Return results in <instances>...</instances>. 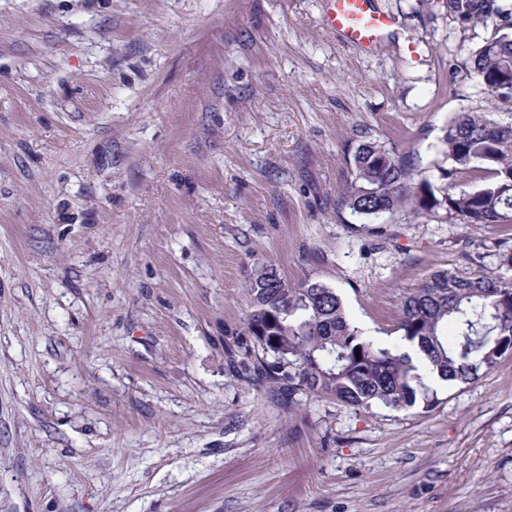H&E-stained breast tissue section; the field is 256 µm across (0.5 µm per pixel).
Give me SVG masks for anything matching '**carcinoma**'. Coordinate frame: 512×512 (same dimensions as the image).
<instances>
[{
  "label": "carcinoma",
  "instance_id": "1",
  "mask_svg": "<svg viewBox=\"0 0 512 512\" xmlns=\"http://www.w3.org/2000/svg\"><path fill=\"white\" fill-rule=\"evenodd\" d=\"M462 29L492 22L505 30L472 57L477 81L494 99L512 104V3L448 0ZM435 188L415 155L377 139L358 145L352 175L338 200L362 216L442 209L467 224H512V125L484 112H460L448 124ZM246 319L257 376L284 384L288 403L303 392L329 395L352 408L394 409L430 402L426 380L469 384L512 353V282L484 275L431 272L401 305L403 344L384 346L350 320L335 289L318 280L292 284L271 262L247 282Z\"/></svg>",
  "mask_w": 512,
  "mask_h": 512
}]
</instances>
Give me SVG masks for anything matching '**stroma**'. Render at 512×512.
Listing matches in <instances>:
<instances>
[{
  "label": "stroma",
  "instance_id": "stroma-1",
  "mask_svg": "<svg viewBox=\"0 0 512 512\" xmlns=\"http://www.w3.org/2000/svg\"><path fill=\"white\" fill-rule=\"evenodd\" d=\"M375 6L365 52L324 0H0V512H512V354L353 409L231 346L259 261L384 345L430 272L512 279V224L338 209L364 140L429 167L457 113L512 123L493 24ZM471 70L495 100L512 104V33L484 42L472 57Z\"/></svg>",
  "mask_w": 512,
  "mask_h": 512
}]
</instances>
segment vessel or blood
Here are the masks:
<instances>
[{
  "instance_id": "obj_1",
  "label": "vessel or blood",
  "mask_w": 512,
  "mask_h": 512,
  "mask_svg": "<svg viewBox=\"0 0 512 512\" xmlns=\"http://www.w3.org/2000/svg\"><path fill=\"white\" fill-rule=\"evenodd\" d=\"M323 24L348 44L370 51L377 47L393 19L378 11L374 0H325Z\"/></svg>"
}]
</instances>
